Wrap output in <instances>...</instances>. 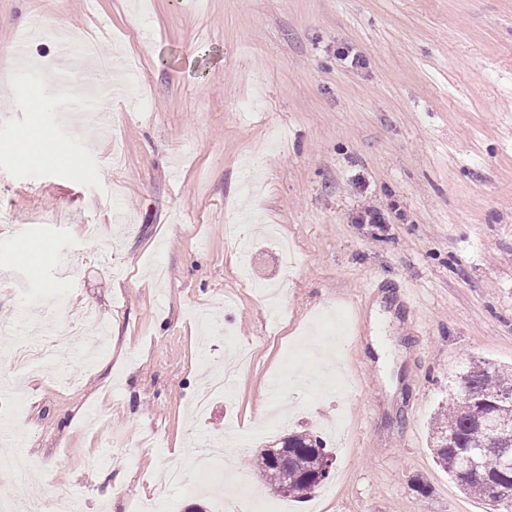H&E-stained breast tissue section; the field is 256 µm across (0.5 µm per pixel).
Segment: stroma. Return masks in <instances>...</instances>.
<instances>
[{
    "label": "stroma",
    "instance_id": "obj_1",
    "mask_svg": "<svg viewBox=\"0 0 512 512\" xmlns=\"http://www.w3.org/2000/svg\"><path fill=\"white\" fill-rule=\"evenodd\" d=\"M90 32L133 103L68 95L55 36ZM86 310L93 355L14 367ZM2 324L0 497L53 466L88 512L276 504L247 461L306 430L336 460L288 512H489L431 425L454 370L512 365V0H0ZM233 438L234 475L169 484Z\"/></svg>",
    "mask_w": 512,
    "mask_h": 512
}]
</instances>
